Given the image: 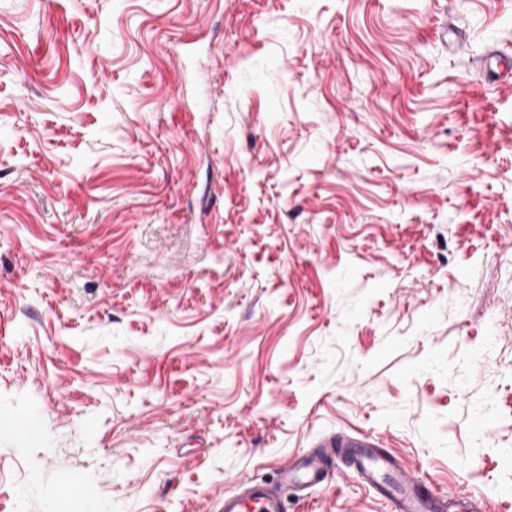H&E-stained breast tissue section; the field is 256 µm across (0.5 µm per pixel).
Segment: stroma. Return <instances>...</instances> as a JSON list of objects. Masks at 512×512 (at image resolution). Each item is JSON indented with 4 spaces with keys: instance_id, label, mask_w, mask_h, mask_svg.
I'll return each instance as SVG.
<instances>
[{
    "instance_id": "stroma-1",
    "label": "stroma",
    "mask_w": 512,
    "mask_h": 512,
    "mask_svg": "<svg viewBox=\"0 0 512 512\" xmlns=\"http://www.w3.org/2000/svg\"><path fill=\"white\" fill-rule=\"evenodd\" d=\"M508 48L512 0H0V512H220L341 430L512 512Z\"/></svg>"
}]
</instances>
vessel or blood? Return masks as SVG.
Segmentation results:
<instances>
[{"mask_svg": "<svg viewBox=\"0 0 512 512\" xmlns=\"http://www.w3.org/2000/svg\"><path fill=\"white\" fill-rule=\"evenodd\" d=\"M339 459L354 468L382 497L392 512H486L480 500H464L462 493L437 489L402 467L379 443L366 435L339 432L316 442L314 448L281 467V482H255L225 494L222 512H285V491L308 494L322 488L329 461Z\"/></svg>", "mask_w": 512, "mask_h": 512, "instance_id": "1", "label": "vessel or blood"}]
</instances>
